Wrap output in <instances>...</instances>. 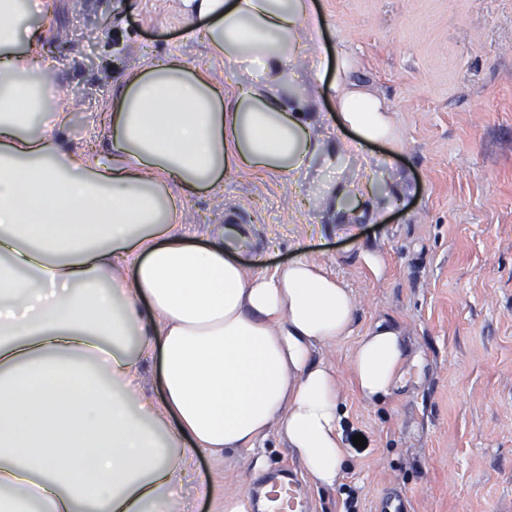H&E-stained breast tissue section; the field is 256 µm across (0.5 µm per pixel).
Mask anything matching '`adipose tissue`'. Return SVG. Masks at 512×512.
Wrapping results in <instances>:
<instances>
[{
	"instance_id": "1",
	"label": "adipose tissue",
	"mask_w": 512,
	"mask_h": 512,
	"mask_svg": "<svg viewBox=\"0 0 512 512\" xmlns=\"http://www.w3.org/2000/svg\"><path fill=\"white\" fill-rule=\"evenodd\" d=\"M179 3L247 83L148 61L112 84L99 136L73 145L49 23L61 0H0V512H181L171 489L194 457L254 452L275 426L314 484L340 476L338 380L313 349L349 333L347 288L303 258L247 275L242 224L212 225L206 246L176 239L193 196L227 177L339 164L290 71L319 35L313 0ZM324 91L358 142L400 150L349 60ZM153 360L157 400L139 385ZM404 360L398 331L376 325L354 390L390 394Z\"/></svg>"
}]
</instances>
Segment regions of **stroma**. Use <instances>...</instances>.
Instances as JSON below:
<instances>
[{
  "mask_svg": "<svg viewBox=\"0 0 512 512\" xmlns=\"http://www.w3.org/2000/svg\"><path fill=\"white\" fill-rule=\"evenodd\" d=\"M95 4L64 0L53 21L72 33L57 65L71 142L99 131L111 81L104 47L115 46L125 67L176 54L234 81L187 34L176 0ZM316 9L315 61L330 78L343 56L355 59V78L389 103L400 153L356 145L309 67L295 66L314 132L342 147L343 166L293 181L270 172L226 178L223 191L193 198L183 239L207 244L209 225L234 215L251 230L241 255L248 275L304 258L353 299L350 334L314 349L336 371L349 444L337 487L302 481L312 512H342L346 484L357 488L360 512H374L389 487L407 493L411 512H512V0H316ZM331 179H371L382 197L397 187L406 195L394 208L379 202L375 222L348 224L322 195ZM380 321L401 337L406 379L368 401L351 387L353 358ZM358 434L361 452L350 444ZM263 452L260 472L247 452L196 457L177 486L183 512H213L205 493L213 482L255 499L268 475L303 468L278 432Z\"/></svg>",
  "mask_w": 512,
  "mask_h": 512,
  "instance_id": "1",
  "label": "stroma"
}]
</instances>
